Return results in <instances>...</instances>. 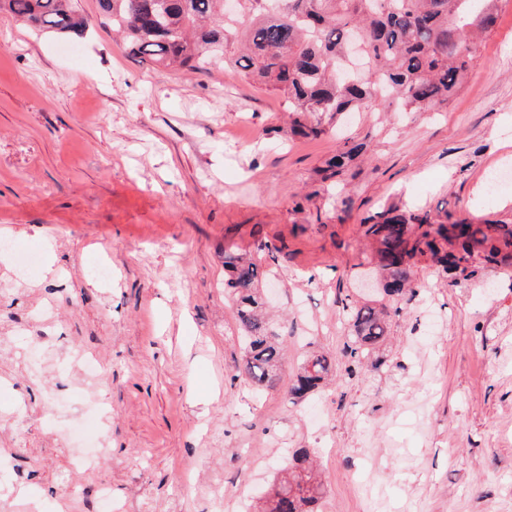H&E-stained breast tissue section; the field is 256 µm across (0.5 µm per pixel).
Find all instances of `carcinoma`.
<instances>
[{"mask_svg":"<svg viewBox=\"0 0 512 512\" xmlns=\"http://www.w3.org/2000/svg\"><path fill=\"white\" fill-rule=\"evenodd\" d=\"M225 18V0H98L101 24L122 37L132 55L156 65L206 71L222 64L284 96L291 131L328 133L346 112H371L382 101L403 112H439L460 89L476 52V39L497 23L499 0H237ZM0 10L45 33L83 37L88 23L74 0H0ZM366 143L343 141L325 162L322 179L339 175ZM388 303L348 307L354 361L388 336V308L400 311L416 296L413 263L426 256L450 283L467 281L488 265L512 262V225L473 224L446 212H406L390 205L365 225ZM283 248L263 242L245 257L224 250V287L233 301L241 340L237 376L256 389L272 386L282 338L263 319L260 285L267 261ZM324 354L306 355L288 390L303 401L332 371ZM289 476L272 483L261 512H317L324 489L298 448Z\"/></svg>","mask_w":512,"mask_h":512,"instance_id":"obj_1","label":"carcinoma"}]
</instances>
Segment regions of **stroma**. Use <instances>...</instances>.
Masks as SVG:
<instances>
[{"label":"stroma","mask_w":512,"mask_h":512,"mask_svg":"<svg viewBox=\"0 0 512 512\" xmlns=\"http://www.w3.org/2000/svg\"><path fill=\"white\" fill-rule=\"evenodd\" d=\"M76 6L81 39L0 11V512H99L103 484L112 512H253L297 448L321 512H512V265L451 285L417 260L415 298L359 366L345 312L384 205L512 224V187L484 176L512 164V0L447 109L356 117L347 209L320 176L339 134L293 136L279 94L142 61L96 0ZM261 241L287 246L263 286L288 349L259 394L236 376L224 249ZM75 351L96 379L59 371ZM310 353L334 369L295 405ZM84 431L107 453L79 470Z\"/></svg>","instance_id":"1"}]
</instances>
